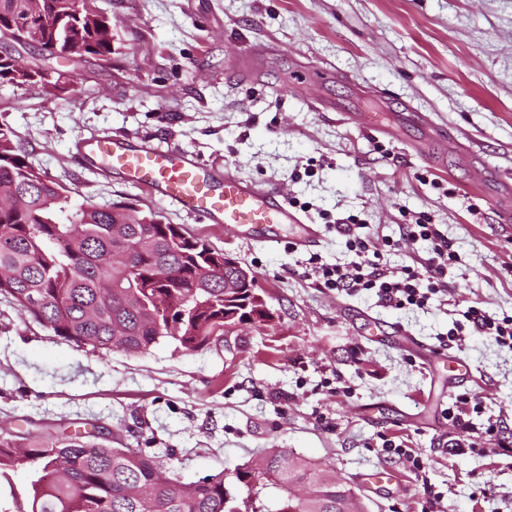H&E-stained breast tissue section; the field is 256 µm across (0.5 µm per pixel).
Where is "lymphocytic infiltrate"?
<instances>
[{"instance_id":"lymphocytic-infiltrate-1","label":"lymphocytic infiltrate","mask_w":512,"mask_h":512,"mask_svg":"<svg viewBox=\"0 0 512 512\" xmlns=\"http://www.w3.org/2000/svg\"><path fill=\"white\" fill-rule=\"evenodd\" d=\"M335 230L345 239L348 258L340 264L326 265L318 256H310L308 272L320 287L350 294L369 291L384 305L397 310L424 309L433 297L447 295L448 271L458 262L459 255L440 225L428 218L421 216L415 223L399 225L397 235L384 236L378 244L362 232L360 222L353 217L337 220ZM420 241L430 245L426 255L412 256L410 263L397 267L385 262L383 249L395 250L400 244ZM472 332L512 347V315L497 316L480 306H469L443 342L461 345ZM478 409L476 396L468 393L458 395L454 405L445 409V417L458 434L449 448L450 454L495 457L512 453V434L502 420L491 419L486 426L477 427L473 415Z\"/></svg>"}]
</instances>
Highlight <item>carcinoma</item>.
Listing matches in <instances>:
<instances>
[{
	"label": "carcinoma",
	"mask_w": 512,
	"mask_h": 512,
	"mask_svg": "<svg viewBox=\"0 0 512 512\" xmlns=\"http://www.w3.org/2000/svg\"><path fill=\"white\" fill-rule=\"evenodd\" d=\"M22 38L49 56L29 64L0 49V85L56 97L72 79L47 62L112 60V19L90 0H0V43ZM236 273L224 252L150 210L71 207L69 189L0 123V295L58 340L101 356L147 354L162 340L195 352L224 335V281ZM2 479L14 509L0 512H353L343 483L288 448L184 483L162 457L114 448L100 431L1 430Z\"/></svg>",
	"instance_id": "obj_1"
}]
</instances>
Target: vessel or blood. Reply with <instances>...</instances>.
Masks as SVG:
<instances>
[{"instance_id": "obj_1", "label": "vessel or blood", "mask_w": 512, "mask_h": 512, "mask_svg": "<svg viewBox=\"0 0 512 512\" xmlns=\"http://www.w3.org/2000/svg\"><path fill=\"white\" fill-rule=\"evenodd\" d=\"M419 123V114L411 111L393 114L388 124L375 117L367 120L370 129L386 136ZM77 147L101 168L122 174L199 223L247 225L259 241L270 246L277 242L272 232L276 224L290 226L295 245L312 246L319 239L317 227L291 208L281 191L260 188L231 170L202 163L176 146L96 136L79 140Z\"/></svg>"}]
</instances>
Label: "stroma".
Listing matches in <instances>:
<instances>
[{"label":"stroma","mask_w":512,"mask_h":512,"mask_svg":"<svg viewBox=\"0 0 512 512\" xmlns=\"http://www.w3.org/2000/svg\"><path fill=\"white\" fill-rule=\"evenodd\" d=\"M112 19L111 62L55 63L74 82L52 98L0 86V121L30 161L71 190L72 203L126 201L182 225L257 275L276 315L226 341L185 353L163 342L150 353L109 357L61 343L0 296V428L112 433L129 447L172 459L186 482L290 448L352 489L363 512H420L423 482L443 512H512V457L452 455L456 434L439 419L452 405L448 365L392 337L373 336L361 313L439 346L473 303L512 314V233L499 211L512 196V0H95ZM251 45L270 47L259 81L236 72ZM328 68L327 84L297 73ZM412 108L453 141L415 152L419 132L394 140L365 117L382 99ZM94 134L163 141L263 187L287 192L313 223L351 215L393 234L427 214L454 243L451 305L395 310L367 293L347 295L303 277L310 254L345 262V242L323 230L313 248L271 249L236 229L198 223L168 203L99 170L78 152ZM479 148L477 158L465 146ZM450 356L468 362L466 385L483 416L512 430V349L478 334ZM340 380L343 390L330 383ZM406 441L425 466L384 454L383 438ZM397 475L383 493L361 474Z\"/></svg>","instance_id":"35a3bbf8"}]
</instances>
